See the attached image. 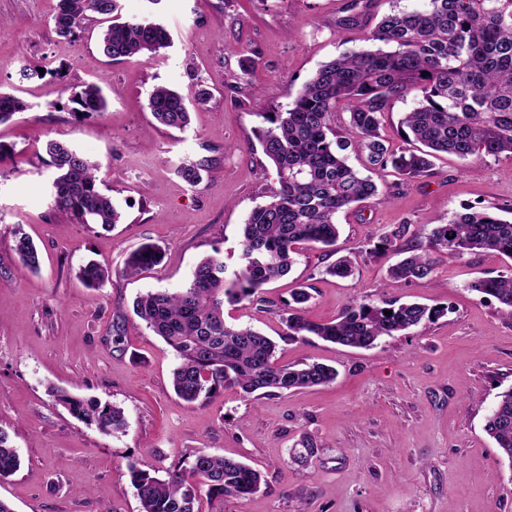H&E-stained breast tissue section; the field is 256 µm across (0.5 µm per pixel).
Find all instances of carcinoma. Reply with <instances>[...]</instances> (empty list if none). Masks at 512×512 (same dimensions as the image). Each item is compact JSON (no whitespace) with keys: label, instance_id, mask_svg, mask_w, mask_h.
<instances>
[{"label":"carcinoma","instance_id":"1","mask_svg":"<svg viewBox=\"0 0 512 512\" xmlns=\"http://www.w3.org/2000/svg\"><path fill=\"white\" fill-rule=\"evenodd\" d=\"M90 17L101 22L103 53L121 60L133 56L154 59L171 44L159 22L123 19L117 0H57L54 30L71 38ZM368 40L375 50L349 51L322 65L304 83L293 102L281 112H258L257 138L276 170V185L267 200L254 207L242 224L240 263L228 272L216 249L194 267L189 283L175 291H149L137 298L134 311L146 326L176 353L172 385L186 402L207 400L233 389L247 399L326 385L336 379L331 367L301 361L279 365L276 344L269 337L224 319V303L261 298L264 287L287 275L298 255L297 245L330 246L338 236L336 215L369 198L387 197L371 176L348 164L345 152L365 156L376 175L393 170L404 181L434 176L438 153L512 158V0H424L419 10L399 9L386 16ZM428 75H422V72ZM418 103L403 113L400 138L422 149L394 146L381 134V118L391 103L407 94ZM75 114H100L107 102L101 87L91 82L69 97ZM189 97L166 86L149 94L146 107L163 127L183 130L190 124ZM14 93H0V124L27 110ZM345 109V135H336L335 112ZM53 206L83 224L108 230L121 223L122 213L98 185L100 163L69 144L51 140ZM203 162H183L178 173L190 185L203 179ZM400 224L370 249L377 255L409 235ZM14 250L22 267L40 268L38 251L26 234L15 231ZM405 257L391 266L389 276L408 282L432 277L434 255L493 253L512 259V218L487 208L468 206L444 224H435L426 243L410 244ZM160 261L159 249L145 244L125 260L123 274L135 277ZM108 270L88 262L79 277L90 288L107 279ZM471 290L490 297L512 316V268L481 277ZM310 295L297 289L282 309L288 338L313 335L343 346L370 348L384 336H396L438 316L441 310L418 303L382 299L352 303L336 319L315 322L304 314ZM392 315H384V311ZM59 400L78 419L113 433L127 427L121 408L97 399L61 395ZM485 431L500 455L512 466V388L499 395L487 417ZM16 448L0 431V478L20 468ZM140 512H197L201 491L224 504L261 488L263 477L251 466L204 451L183 456L161 477L156 471L129 465Z\"/></svg>","mask_w":512,"mask_h":512}]
</instances>
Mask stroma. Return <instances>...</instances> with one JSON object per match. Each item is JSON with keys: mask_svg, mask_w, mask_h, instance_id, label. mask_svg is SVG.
<instances>
[{"mask_svg": "<svg viewBox=\"0 0 512 512\" xmlns=\"http://www.w3.org/2000/svg\"><path fill=\"white\" fill-rule=\"evenodd\" d=\"M123 18L163 23L171 47L157 60L113 61L99 49L98 21L76 39L57 37L55 0H0V92L27 111L0 124L13 148L0 162V430L21 466L0 479L13 512H139L128 466L166 469L203 450L258 469V493L224 502V512H512V465L485 433L487 415L512 387V318L469 288L512 260L493 254L440 255L432 279L404 283L387 270L404 242L375 257L365 251L398 224H442L463 206L512 204V158L466 160L440 154L431 178L390 188L340 211L333 249L302 246L288 276L261 302L225 305L224 319L278 344L279 363L317 361L330 384L258 401L221 391L188 403L171 385L173 350L134 313L136 298L186 285L196 263L221 249L236 269L240 227L276 181L255 129L261 112L285 109L325 62L366 49L381 18L421 0H119ZM52 74L21 80L24 64ZM204 81L210 99L191 109L182 131L160 126L146 108L159 85L188 90ZM98 82L103 114L78 118L68 93ZM72 143L101 164L99 178L123 220L111 230L54 209L47 141ZM208 167L188 185L176 167ZM22 228L40 255L24 269L14 251ZM145 243L163 259L141 275L122 273ZM349 277L327 275L340 256ZM94 260L112 272L98 289L77 278ZM313 321L351 303L415 301L440 309L407 334L370 349L316 337L289 340L279 310L298 286ZM58 388L121 407L125 431L106 434L77 420L51 395ZM316 445L309 465L293 459Z\"/></svg>", "mask_w": 512, "mask_h": 512, "instance_id": "stroma-1", "label": "stroma"}]
</instances>
